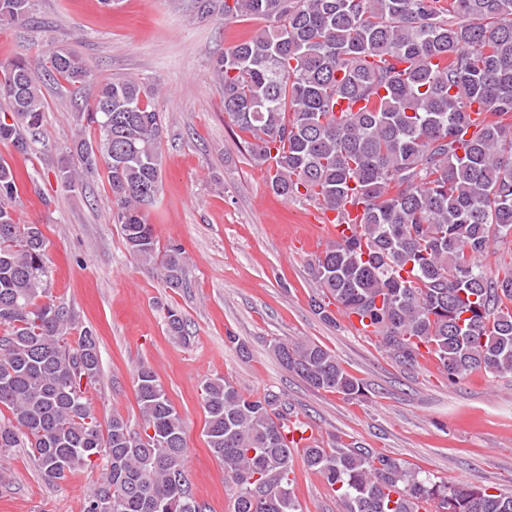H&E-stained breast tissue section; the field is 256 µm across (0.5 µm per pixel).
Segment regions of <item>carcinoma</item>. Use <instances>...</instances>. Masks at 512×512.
Here are the masks:
<instances>
[{"instance_id": "obj_1", "label": "carcinoma", "mask_w": 512, "mask_h": 512, "mask_svg": "<svg viewBox=\"0 0 512 512\" xmlns=\"http://www.w3.org/2000/svg\"><path fill=\"white\" fill-rule=\"evenodd\" d=\"M35 0H0V24L33 19ZM224 17L266 26L218 56L224 114L251 141L253 163L277 197L336 212L352 234L310 264L315 313L354 315L400 363L426 347L454 383L479 369L512 374V264L489 275L490 243L512 237V0H224ZM50 75L84 85L92 74L73 51H49ZM0 143L25 154L44 120L29 62L0 63ZM488 114L471 119L472 107ZM79 121L93 129L70 148L57 178L73 191L104 172L113 223L144 263L160 261L171 288L188 283V258L157 251L146 210L160 193L162 126L152 90L135 78L102 84ZM21 182L0 161V451L26 448L59 484L105 460L84 512H205L184 460V422L156 374L135 375L145 421L134 433L92 414L81 383L100 373L96 334L67 342L71 317L50 292L47 239L16 220ZM166 331L188 333L168 310ZM271 350L308 385L348 398L360 383L309 340ZM208 448L224 462L232 512H303L291 487L294 454L336 488L343 512H512L509 496L448 484L359 446L293 447L289 405L251 397L225 378L202 385Z\"/></svg>"}]
</instances>
